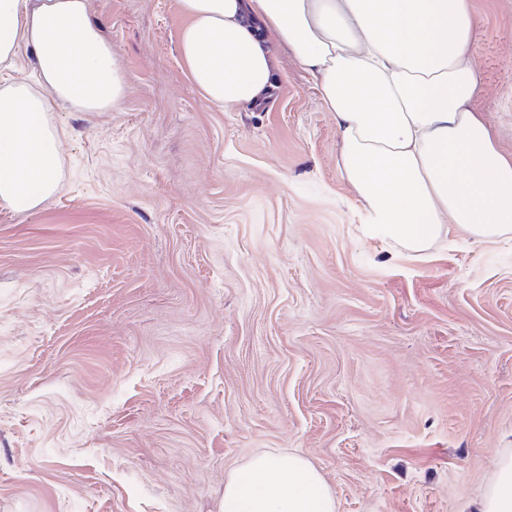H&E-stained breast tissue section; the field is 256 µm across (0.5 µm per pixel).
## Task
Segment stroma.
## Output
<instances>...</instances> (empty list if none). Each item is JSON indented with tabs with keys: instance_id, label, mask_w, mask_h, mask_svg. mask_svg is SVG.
Returning a JSON list of instances; mask_svg holds the SVG:
<instances>
[{
	"instance_id": "obj_1",
	"label": "stroma",
	"mask_w": 512,
	"mask_h": 512,
	"mask_svg": "<svg viewBox=\"0 0 512 512\" xmlns=\"http://www.w3.org/2000/svg\"><path fill=\"white\" fill-rule=\"evenodd\" d=\"M475 105L512 155V0H471ZM128 89L50 114L57 192L0 206V512H220L293 449L337 512H464L512 448V242L370 236L312 77L210 104L178 0H89Z\"/></svg>"
}]
</instances>
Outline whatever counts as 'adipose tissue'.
<instances>
[{
	"instance_id": "adipose-tissue-1",
	"label": "adipose tissue",
	"mask_w": 512,
	"mask_h": 512,
	"mask_svg": "<svg viewBox=\"0 0 512 512\" xmlns=\"http://www.w3.org/2000/svg\"><path fill=\"white\" fill-rule=\"evenodd\" d=\"M178 48L211 104L255 105L272 87L275 50L310 72L336 121L337 165L393 248L424 256L457 227L478 243L512 241V156L473 107L479 78L471 0H178ZM36 83L9 78L20 47ZM126 81L88 0H0V205L17 213L57 189L61 104L119 105ZM470 512H512V448ZM221 512H336L321 472L293 451L234 467Z\"/></svg>"
}]
</instances>
